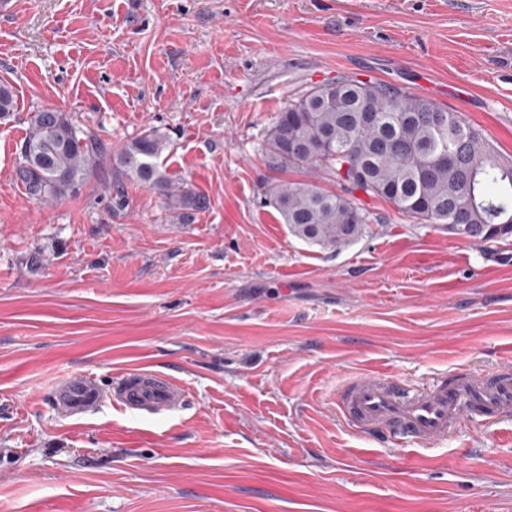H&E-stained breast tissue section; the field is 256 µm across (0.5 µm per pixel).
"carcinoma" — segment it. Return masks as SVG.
I'll return each instance as SVG.
<instances>
[{"label": "carcinoma", "instance_id": "obj_1", "mask_svg": "<svg viewBox=\"0 0 512 512\" xmlns=\"http://www.w3.org/2000/svg\"><path fill=\"white\" fill-rule=\"evenodd\" d=\"M367 107L376 112L372 123ZM14 110L12 87L1 83L0 120ZM166 145L164 134L148 128L114 155L67 113L42 109L29 117L16 178L29 197L48 201L110 163L119 176L200 207V198L158 166ZM265 151L273 163L313 167L340 187L281 181L269 188L282 223L305 243L340 249L358 240L368 216L357 192L473 241L512 236V159L498 155L461 113L392 84L342 76L310 87L280 112Z\"/></svg>", "mask_w": 512, "mask_h": 512}]
</instances>
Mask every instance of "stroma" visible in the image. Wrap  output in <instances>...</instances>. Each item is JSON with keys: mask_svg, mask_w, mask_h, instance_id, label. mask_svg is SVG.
<instances>
[{"mask_svg": "<svg viewBox=\"0 0 512 512\" xmlns=\"http://www.w3.org/2000/svg\"><path fill=\"white\" fill-rule=\"evenodd\" d=\"M0 15V512H512V421L432 446L351 429L350 378L408 387L512 367V238L475 242L365 198L339 250L270 203L265 140L308 86L379 80L461 112L512 158V0H13ZM113 149L163 132L200 195L90 176L39 202L15 177L32 112ZM180 381L164 417L58 413L72 372Z\"/></svg>", "mask_w": 512, "mask_h": 512, "instance_id": "1", "label": "stroma"}]
</instances>
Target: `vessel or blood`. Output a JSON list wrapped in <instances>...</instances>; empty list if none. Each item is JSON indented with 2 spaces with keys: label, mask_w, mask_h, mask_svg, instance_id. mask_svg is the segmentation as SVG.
I'll return each mask as SVG.
<instances>
[{
  "label": "vessel or blood",
  "mask_w": 512,
  "mask_h": 512,
  "mask_svg": "<svg viewBox=\"0 0 512 512\" xmlns=\"http://www.w3.org/2000/svg\"><path fill=\"white\" fill-rule=\"evenodd\" d=\"M51 396L58 411L82 417L111 401L138 412L161 414L181 406L185 387L151 370L122 374L111 390L75 372L57 380ZM339 410L351 425L381 429L405 447L428 446L447 438L461 422L497 424L512 420V370L466 373L419 390L387 375L354 378L340 396Z\"/></svg>",
  "instance_id": "b4317fda"
}]
</instances>
